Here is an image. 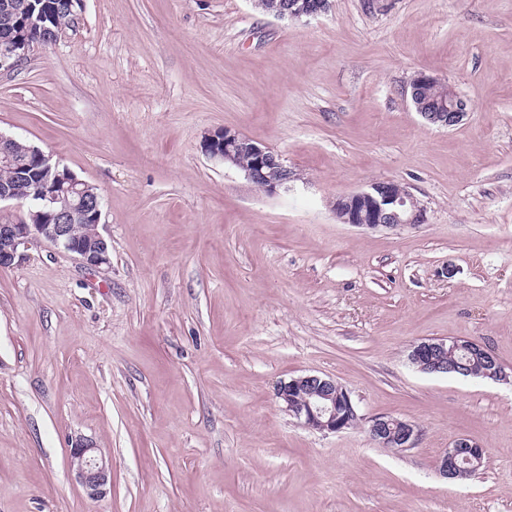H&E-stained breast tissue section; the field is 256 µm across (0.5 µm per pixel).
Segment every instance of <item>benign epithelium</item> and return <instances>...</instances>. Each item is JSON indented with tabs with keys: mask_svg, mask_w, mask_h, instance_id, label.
Returning a JSON list of instances; mask_svg holds the SVG:
<instances>
[{
	"mask_svg": "<svg viewBox=\"0 0 512 512\" xmlns=\"http://www.w3.org/2000/svg\"><path fill=\"white\" fill-rule=\"evenodd\" d=\"M68 3L71 27L55 32L56 41L76 31L82 20L83 0H68ZM328 8L329 0H303L297 7L285 0L274 17L314 18ZM31 47L32 42L26 35L1 39L0 72L13 70ZM436 81L437 77L424 72L416 74L409 84L411 101L429 124L449 129L463 121L471 106L456 94L448 96V104L438 111H422L418 91ZM14 142L15 138L0 134V168H10ZM204 150L211 158L242 171L250 182L269 195L290 190L298 180L295 171L285 165L278 154L227 128L209 135L204 141ZM37 156L44 178L31 196L29 219L0 224V268L13 265L19 247L32 241L60 248L89 267L110 265L111 244L100 231L103 208L98 194L91 185L42 151H37ZM333 209L340 223L373 231L412 228L427 222L426 206L395 181L375 182L367 189L340 196ZM88 223L92 230L85 234L82 229ZM453 347L481 353L486 359V368L478 372L482 378L507 379L504 368L486 345L465 340L453 342ZM446 355L448 341L428 339L413 347L409 359L424 373L440 374L449 369ZM276 398L288 413L315 430L336 433L362 421L348 391L336 393V381L330 377L305 374L283 381L277 388ZM366 423L372 440L383 448L395 451L412 448L419 438L416 425L391 415H376ZM483 452L484 449L470 439L459 437L440 459L439 473L447 479L463 480L470 476L472 464ZM69 463L86 497L99 499L107 494L112 481L111 467L92 440H77L69 449Z\"/></svg>",
	"mask_w": 512,
	"mask_h": 512,
	"instance_id": "1",
	"label": "benign epithelium"
}]
</instances>
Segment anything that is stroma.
<instances>
[{"label":"stroma","instance_id":"1","mask_svg":"<svg viewBox=\"0 0 512 512\" xmlns=\"http://www.w3.org/2000/svg\"><path fill=\"white\" fill-rule=\"evenodd\" d=\"M420 72L468 101L459 125L415 111ZM224 128L298 181L268 195L208 157ZM0 133L95 187L112 242L101 269L44 242L0 268V512H512V0H84L0 74ZM383 180L426 224L337 221ZM425 339L485 344L511 379L420 372ZM309 373L415 447L303 427L276 389ZM80 437L112 468L97 500ZM459 437L487 463L450 481ZM294 5L288 4V1L283 2L278 6L277 11L273 14L274 17L279 19L284 18H314L325 13L329 8L328 0H303L302 5L293 9ZM69 463L75 480L86 497L99 499L107 494L112 476L109 461L90 439H79L69 449Z\"/></svg>","mask_w":512,"mask_h":512}]
</instances>
